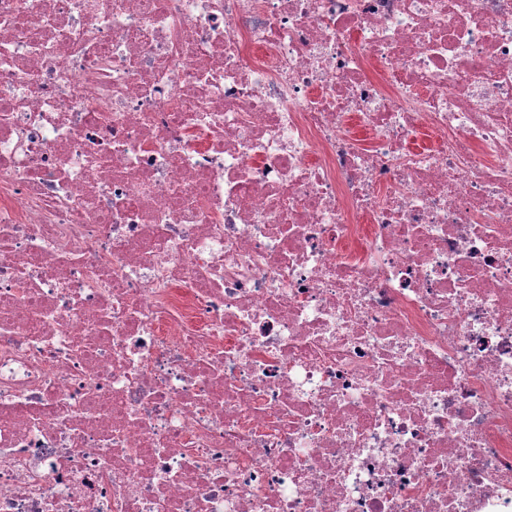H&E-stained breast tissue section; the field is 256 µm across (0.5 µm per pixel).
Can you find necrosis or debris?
Segmentation results:
<instances>
[{
    "instance_id": "obj_1",
    "label": "necrosis or debris",
    "mask_w": 512,
    "mask_h": 512,
    "mask_svg": "<svg viewBox=\"0 0 512 512\" xmlns=\"http://www.w3.org/2000/svg\"><path fill=\"white\" fill-rule=\"evenodd\" d=\"M0 97V512H512V0H0Z\"/></svg>"
}]
</instances>
